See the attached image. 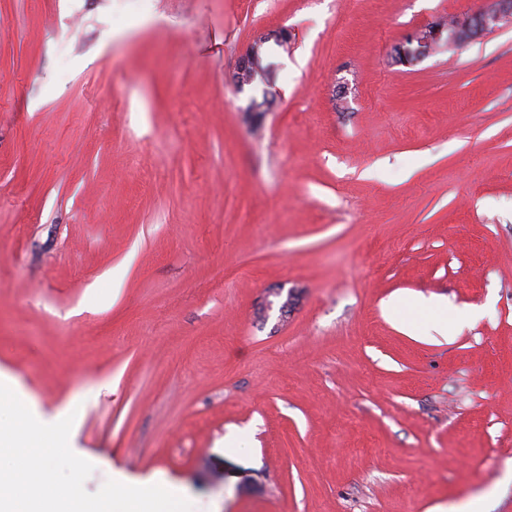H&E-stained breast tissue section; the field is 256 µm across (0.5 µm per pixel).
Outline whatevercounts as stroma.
Wrapping results in <instances>:
<instances>
[{
    "label": "stroma",
    "mask_w": 512,
    "mask_h": 512,
    "mask_svg": "<svg viewBox=\"0 0 512 512\" xmlns=\"http://www.w3.org/2000/svg\"><path fill=\"white\" fill-rule=\"evenodd\" d=\"M488 2L0 0V372L88 492L512 512V21L394 61ZM271 39H274L278 44L287 43L288 30H276L267 36L254 40L248 46L246 52L240 57L233 75L234 82L240 91L245 86L252 85L258 77L263 80L264 71L261 69L262 53L264 45Z\"/></svg>",
    "instance_id": "obj_1"
}]
</instances>
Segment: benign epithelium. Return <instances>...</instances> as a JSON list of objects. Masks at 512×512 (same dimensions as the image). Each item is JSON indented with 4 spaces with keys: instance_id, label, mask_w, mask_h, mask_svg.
Here are the masks:
<instances>
[{
    "instance_id": "obj_1",
    "label": "benign epithelium",
    "mask_w": 512,
    "mask_h": 512,
    "mask_svg": "<svg viewBox=\"0 0 512 512\" xmlns=\"http://www.w3.org/2000/svg\"><path fill=\"white\" fill-rule=\"evenodd\" d=\"M512 18V0H494L493 4L451 19L437 18L407 37L395 50V62L411 65L437 48L458 46L500 28ZM288 42V30L279 29L254 40L240 57L233 75L238 89L252 85L264 77L261 69L263 48L269 41Z\"/></svg>"
}]
</instances>
